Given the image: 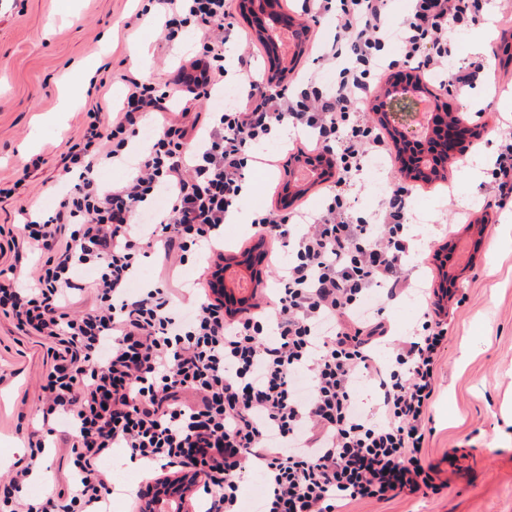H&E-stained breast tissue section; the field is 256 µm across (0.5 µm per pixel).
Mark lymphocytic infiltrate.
<instances>
[{"label":"lymphocytic infiltrate","mask_w":512,"mask_h":512,"mask_svg":"<svg viewBox=\"0 0 512 512\" xmlns=\"http://www.w3.org/2000/svg\"><path fill=\"white\" fill-rule=\"evenodd\" d=\"M389 0H314L315 18L336 17L323 59L338 73L333 91L290 84L260 94L254 49L237 57L242 76L235 106L204 108L228 71L224 47L244 36L237 0H147L144 14L162 22L160 51L185 28L201 34L190 67L177 81L126 77V94L108 129L90 121L69 148L64 166L73 185L54 209L19 228L26 245L46 253L33 287L0 284V314L19 331L50 345L53 364L41 385L45 416L72 438L73 479L55 512H102L112 493L104 458L123 449L152 468L134 502L151 501L164 468L193 463L205 512H241L240 483L259 468L263 512H336L340 502L381 501L432 487L423 463L424 422L433 396L446 330L426 307L421 325L390 338L381 308L362 312L372 288L387 299L408 293L406 199L394 185L374 222L351 220L343 189L364 157L390 148L387 134L363 110L367 92L407 81L382 50L396 38L405 59L429 76L448 61L449 23L468 0H414L393 20ZM162 131L129 178L112 190L100 166L124 165L130 141L148 115ZM282 126L311 130L314 145L296 141L298 155L336 150L338 175L322 214L297 229L299 211L266 213L254 221L260 240L288 249L273 262L277 283L235 316L208 298L190 316L174 310L184 290L169 275L191 247L224 255L221 230L241 196L255 149ZM166 193L161 218L134 216ZM157 257L162 273L133 291L142 259ZM92 276L98 304L77 305L81 274ZM388 358H380V347ZM375 386L361 407V383ZM28 463L0 477V512H48L20 491L39 466L44 439L30 445Z\"/></svg>","instance_id":"obj_1"}]
</instances>
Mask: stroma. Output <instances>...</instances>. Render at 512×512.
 Returning a JSON list of instances; mask_svg holds the SVG:
<instances>
[{"label":"stroma","instance_id":"35a3bbf8","mask_svg":"<svg viewBox=\"0 0 512 512\" xmlns=\"http://www.w3.org/2000/svg\"><path fill=\"white\" fill-rule=\"evenodd\" d=\"M504 6L512 9V0H485L482 11L468 13L452 28L453 68L482 62L494 84V96L475 108L462 95L448 97L449 111L481 125L480 136L449 168L445 186H409L412 198L426 197L430 204L423 234L409 239L408 274L434 291L449 280L454 292L442 303L448 342L436 366L422 450L424 460L437 468V488L404 491L381 502L352 501L336 512H512V197L500 199L491 180L475 183L466 175L474 157L495 161L499 134H512V73L504 74L492 54L468 49L489 10L502 26L493 43H503L504 28L512 23L500 14ZM142 7L141 0H0V275L15 287H29L46 256L12 244L10 236L27 211L53 208L57 192L66 186L63 158L88 125L90 111L100 109L101 122H108L125 95L119 74L164 81L168 69L199 49L198 34L187 30L168 64H160L159 27L146 21L135 32L125 28ZM291 15L310 23L311 41L286 78L324 83L330 67L320 57L321 48L332 43L335 22L313 24L311 15L297 9ZM107 35L112 51L100 55L95 81L80 105L61 113L60 123L38 128L40 117L59 113L65 75L82 59L100 54ZM291 147V140L277 135L258 147V154L273 163L261 172L245 169L246 184L256 190L242 197L241 209L283 212L278 189L293 163ZM480 217L487 223L478 234L470 225ZM460 236L473 245L469 264L441 271L439 255ZM381 305L397 336L407 335L424 309L423 299L408 296ZM52 364L46 345L0 314V475L27 463L15 451L28 448L32 433L42 427L40 385ZM71 467L70 444L57 442L47 449L40 475L24 485L22 498L42 500L66 491Z\"/></svg>","mask_w":512,"mask_h":512}]
</instances>
